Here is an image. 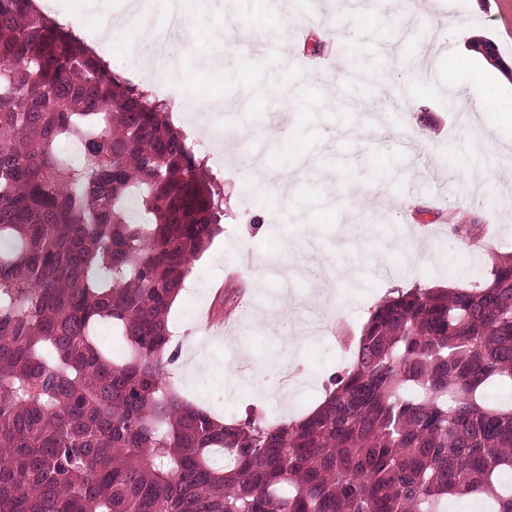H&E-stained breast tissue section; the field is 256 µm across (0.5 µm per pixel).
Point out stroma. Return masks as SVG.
<instances>
[{"instance_id": "35a3bbf8", "label": "stroma", "mask_w": 512, "mask_h": 512, "mask_svg": "<svg viewBox=\"0 0 512 512\" xmlns=\"http://www.w3.org/2000/svg\"><path fill=\"white\" fill-rule=\"evenodd\" d=\"M436 2L430 20L427 0H412L408 18L393 0H382L376 15L319 0L316 21L290 27L291 0H185L198 21L171 41L181 62L173 100L209 105L214 141L203 157L209 174L224 183V231L193 262L170 314L174 335L197 336L206 364L199 376L177 382L185 399L228 419L248 411L268 420L303 418L329 377L348 366L341 350L353 349L392 283L468 288L488 276L497 255L512 253V211L503 199L512 187V165L505 163L512 158V122L487 104L497 86L512 98V86L501 84L471 48L488 40L498 58L512 59V0ZM228 19L283 38L282 53H239L217 37ZM322 27L344 35L339 58L315 38ZM97 51L138 87L157 92L143 78L148 45L134 48L118 35L98 42ZM297 59L318 63V79L295 77ZM339 68L367 80L336 83ZM279 86L288 88V98L274 95ZM378 98L386 112L373 108ZM465 106L478 135L492 134L491 147L477 149L461 135L453 114ZM283 123L291 130L284 145L274 131ZM401 142L407 151H398ZM309 162L316 174L304 173ZM469 167L483 172L481 182L464 178ZM275 171L288 175L289 190L245 207L243 193L264 191L263 173ZM407 195L420 201L417 212L399 206ZM454 224H480L486 232L460 239ZM360 226L364 238L344 247ZM288 244L349 268L350 277L322 279L309 261L283 273L274 258ZM228 292L238 306L221 318L214 302ZM292 336L302 342L289 351ZM282 354L297 373L290 392L268 380Z\"/></svg>"}]
</instances>
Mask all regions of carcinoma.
I'll use <instances>...</instances> for the list:
<instances>
[{
  "label": "carcinoma",
  "mask_w": 512,
  "mask_h": 512,
  "mask_svg": "<svg viewBox=\"0 0 512 512\" xmlns=\"http://www.w3.org/2000/svg\"><path fill=\"white\" fill-rule=\"evenodd\" d=\"M223 205L165 102L34 0H0V512H439L468 495L512 512V408L485 397L512 387V255L474 288L378 305L314 414L219 424L166 371L175 294Z\"/></svg>",
  "instance_id": "1"
}]
</instances>
